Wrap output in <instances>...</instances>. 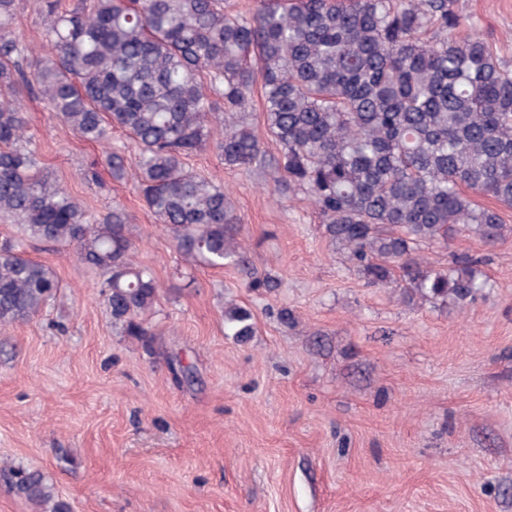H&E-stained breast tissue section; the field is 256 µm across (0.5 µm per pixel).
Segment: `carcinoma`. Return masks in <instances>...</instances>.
<instances>
[{
  "mask_svg": "<svg viewBox=\"0 0 512 512\" xmlns=\"http://www.w3.org/2000/svg\"><path fill=\"white\" fill-rule=\"evenodd\" d=\"M45 53L16 32L19 0H0V327L40 313L59 283L28 242L74 249L104 277L112 319L149 339L144 316L159 283L135 261L124 210L91 213L41 166L22 95L45 101L76 136L106 145L114 179L134 171L146 209L185 267L249 272L224 184L188 159L203 150L229 169L266 165L306 194L324 233L372 285L405 298L473 303L488 286L478 260L436 268L424 247L470 235L512 238L486 197L512 208V70L456 0H256L246 16L224 0H28ZM261 79L263 133L247 122ZM224 126L215 136L211 124ZM121 129L133 153L112 148ZM224 327L241 342L252 313L232 304ZM28 500L48 502L37 473L13 471Z\"/></svg>",
  "mask_w": 512,
  "mask_h": 512,
  "instance_id": "obj_1",
  "label": "carcinoma"
}]
</instances>
